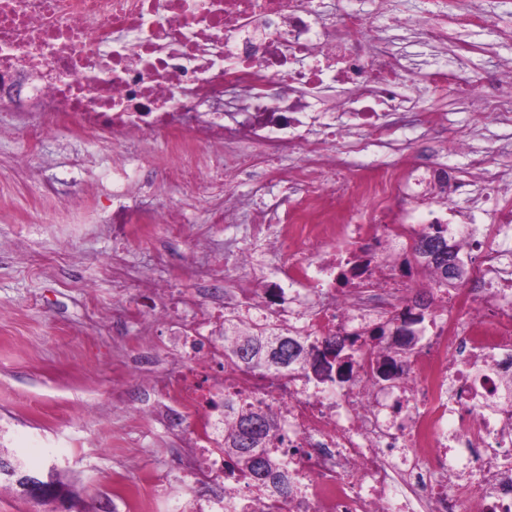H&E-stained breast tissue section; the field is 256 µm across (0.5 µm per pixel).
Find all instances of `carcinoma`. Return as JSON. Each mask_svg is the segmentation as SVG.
<instances>
[{
	"label": "carcinoma",
	"instance_id": "carcinoma-1",
	"mask_svg": "<svg viewBox=\"0 0 512 512\" xmlns=\"http://www.w3.org/2000/svg\"><path fill=\"white\" fill-rule=\"evenodd\" d=\"M416 253L427 259L443 281H448V238L440 225L419 234ZM395 321L391 317L365 336L377 344H386ZM228 325L235 335L224 337V341L233 360L274 374L293 365L305 377L311 376L320 383L349 379L360 350L356 336L315 341L305 348L286 336L253 334L232 321ZM275 433L273 411L243 405L235 412L233 428L224 433V458L258 491L273 492L286 499L290 491L288 473L269 450Z\"/></svg>",
	"mask_w": 512,
	"mask_h": 512
}]
</instances>
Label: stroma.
I'll return each mask as SVG.
<instances>
[{
    "label": "stroma",
    "instance_id": "stroma-1",
    "mask_svg": "<svg viewBox=\"0 0 512 512\" xmlns=\"http://www.w3.org/2000/svg\"><path fill=\"white\" fill-rule=\"evenodd\" d=\"M492 22L453 34L447 49L397 28L395 18L414 20L429 0H357L389 49L403 53L419 71L440 66L475 83L512 61V0H483ZM423 108L441 114L443 130L407 115L394 145L345 156L347 170L371 179L417 163L418 140L426 159L471 176L470 156L456 148L461 135L478 131L491 164L512 180V126L453 93L423 95ZM151 152L158 171L131 186L147 208L137 223L105 221L106 201L97 178L111 165L112 147L60 129L34 141L23 132L0 136V455L19 458L28 469L55 467L83 512H124L116 489L153 494L157 474L168 471L167 449L181 457L193 450L182 435L191 420L173 423L164 398L147 396L153 372L171 370L172 338L149 329L128 306L146 303V280L200 296L204 269L214 265L225 242L249 240L247 224H214L203 204L188 200L182 186L162 178L175 158L164 140L126 149L128 158ZM30 160L17 167L18 157ZM90 158L92 171L71 185L57 179L75 158ZM78 194V211L59 202ZM156 208L183 210L179 233L152 223Z\"/></svg>",
    "mask_w": 512,
    "mask_h": 512
}]
</instances>
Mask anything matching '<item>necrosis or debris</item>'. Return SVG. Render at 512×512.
Instances as JSON below:
<instances>
[{"instance_id": "obj_1", "label": "necrosis or debris", "mask_w": 512, "mask_h": 512, "mask_svg": "<svg viewBox=\"0 0 512 512\" xmlns=\"http://www.w3.org/2000/svg\"><path fill=\"white\" fill-rule=\"evenodd\" d=\"M317 0H0V131L24 128L36 139L59 126L102 135L113 148L164 139L177 164L165 179L202 190L212 223H236L246 203L235 186L285 183L286 193L251 216V237L269 251L286 244L287 267L256 268L253 247L206 276L213 299L181 315L150 306L153 322L181 337L180 369L164 379L172 412L193 421L194 479L206 497L169 490L172 512H512V246L486 242L487 224L512 232V201L485 155L472 178L448 184L435 206L418 204L438 168L378 181L341 174L365 130L395 134L396 99L414 103L415 86L458 83L453 71L418 76L411 62L380 49L370 20L343 7L331 24ZM348 94L325 105L319 89ZM471 99L512 124V63L486 74ZM243 93L222 109L227 87ZM349 115L337 123V113ZM299 150L292 171L284 157ZM224 156V187L203 177ZM134 170L112 167L109 223L130 224L142 210L129 195ZM494 207L448 221L473 184ZM377 199L362 212L361 197ZM446 226L448 244L477 263L475 285L439 282L414 251L419 233ZM431 299L422 343L408 354L365 346L351 381L319 384L301 372L274 376L231 363L224 321L247 330L321 341L369 330L402 312L406 287ZM270 405L276 449L291 493L257 492L224 460V423L213 400Z\"/></svg>"}]
</instances>
